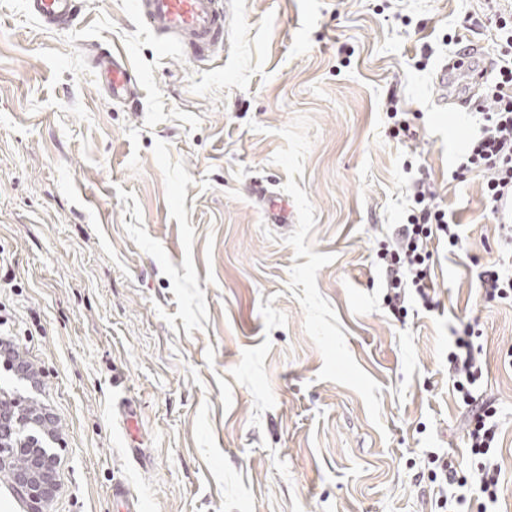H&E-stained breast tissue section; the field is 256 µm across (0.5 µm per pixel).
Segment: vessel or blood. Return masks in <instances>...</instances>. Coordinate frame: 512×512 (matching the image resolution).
<instances>
[{
	"label": "vessel or blood",
	"instance_id": "b4317fda",
	"mask_svg": "<svg viewBox=\"0 0 512 512\" xmlns=\"http://www.w3.org/2000/svg\"><path fill=\"white\" fill-rule=\"evenodd\" d=\"M232 0H133V10L163 42L178 45L192 60L208 62L224 53L230 30ZM29 16L42 26L56 28L71 21L74 0H24ZM92 63L101 85L113 101L125 103L137 98L139 85L133 82L122 56L91 49ZM477 46L443 61L436 73L441 93L452 102L466 104V95L486 80L490 68L480 62Z\"/></svg>",
	"mask_w": 512,
	"mask_h": 512
}]
</instances>
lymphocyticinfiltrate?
Masks as SVG:
<instances>
[{
  "label": "lymphocytic infiltrate",
  "instance_id": "1",
  "mask_svg": "<svg viewBox=\"0 0 512 512\" xmlns=\"http://www.w3.org/2000/svg\"><path fill=\"white\" fill-rule=\"evenodd\" d=\"M491 107L479 118V133L465 147L453 172L458 180L481 173L486 178V207L494 219H501L504 200L512 198V63L499 67L486 95ZM413 212L407 223L395 225L392 248H381L384 300L395 313L405 312L409 298L422 304L431 301L430 240L437 239L456 250L462 242L461 226L449 219L436 200L430 184L418 180L413 190ZM477 281L482 295L489 300L512 298V264L497 259L481 265ZM477 333L465 327L448 348V373L453 388L467 407L465 421L473 478L460 476L454 463L436 454L432 460L443 484L465 487L475 481L480 495L496 503L500 492V471L492 458L498 444L497 409L494 401L479 392L484 363L482 348L476 345Z\"/></svg>",
  "mask_w": 512,
  "mask_h": 512
}]
</instances>
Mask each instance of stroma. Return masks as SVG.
I'll use <instances>...</instances> for the list:
<instances>
[{
    "label": "stroma",
    "mask_w": 512,
    "mask_h": 512,
    "mask_svg": "<svg viewBox=\"0 0 512 512\" xmlns=\"http://www.w3.org/2000/svg\"><path fill=\"white\" fill-rule=\"evenodd\" d=\"M204 64L132 0H77L46 29L0 0V315L38 370L13 390L57 422L56 489L27 512H442L430 452L468 465L448 378L478 327L499 409L496 504L512 512V301L476 271L506 250L482 175L452 179L478 130L442 112L457 44L497 59L512 0H236ZM140 84L115 104L87 50ZM396 106L416 136L391 135ZM463 226L433 252L431 306L396 318L376 257L417 178ZM262 183L292 206L268 223Z\"/></svg>",
    "instance_id": "obj_1"
}]
</instances>
